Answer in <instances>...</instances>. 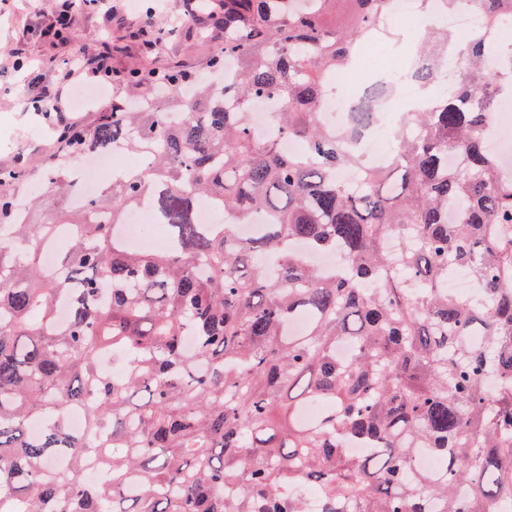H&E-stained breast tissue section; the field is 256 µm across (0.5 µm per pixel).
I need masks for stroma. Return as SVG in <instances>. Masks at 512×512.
Instances as JSON below:
<instances>
[{"label": "stroma", "instance_id": "obj_1", "mask_svg": "<svg viewBox=\"0 0 512 512\" xmlns=\"http://www.w3.org/2000/svg\"><path fill=\"white\" fill-rule=\"evenodd\" d=\"M151 6V0H130L111 14L73 9L68 34L58 39L51 33L57 21L53 0H0V55H18L26 64L18 72L10 64L0 65V170H24V180L11 188L17 197L32 196L42 181L45 160L58 147V126L34 111L32 100L73 56L90 48H112V88L118 100L124 97L128 71L139 65L208 73L211 56L224 45L220 20L178 29L159 52L146 56L136 38L139 29L167 26L169 16L186 13L190 3L167 0L164 11L156 13Z\"/></svg>", "mask_w": 512, "mask_h": 512}]
</instances>
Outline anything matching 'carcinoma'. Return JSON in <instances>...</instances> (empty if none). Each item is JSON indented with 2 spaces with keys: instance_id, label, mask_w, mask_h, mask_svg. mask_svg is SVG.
Here are the masks:
<instances>
[{
  "instance_id": "1",
  "label": "carcinoma",
  "mask_w": 512,
  "mask_h": 512,
  "mask_svg": "<svg viewBox=\"0 0 512 512\" xmlns=\"http://www.w3.org/2000/svg\"><path fill=\"white\" fill-rule=\"evenodd\" d=\"M392 0H204L224 12L234 80L199 83L134 69L130 102L89 128L60 133L75 158L123 143L146 170L69 210V247L48 268L58 225L33 224L0 173V512H307L285 485H313L321 512H496L512 500V176L482 140L499 100L491 42L466 46L455 86L392 135L382 169L346 151L318 121L330 73L351 69L372 35L392 37ZM497 29L512 0H471ZM454 51L425 30L415 94L433 88ZM372 84L354 98L356 121ZM259 98L280 105L289 154L258 138ZM465 160L448 167V151ZM345 167L360 171L349 186ZM72 173L45 181L34 203L67 201ZM150 203L169 245L139 251L116 233L125 208ZM230 213L203 224L199 203ZM258 220L240 238L239 224ZM339 251L348 273L317 275L287 244ZM273 253L270 276L255 257ZM465 270L473 295L448 293ZM123 359L119 379L100 371ZM326 403L315 419L303 403ZM86 409V433L65 414ZM285 407L277 427L272 412ZM348 439L366 443L345 450ZM426 450L437 474L415 469ZM95 456L108 480L89 487Z\"/></svg>"
}]
</instances>
